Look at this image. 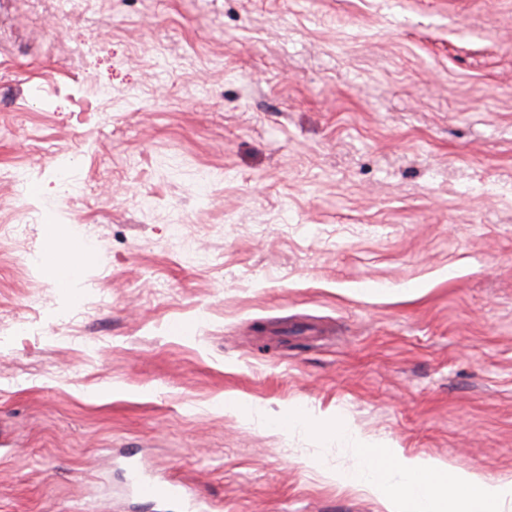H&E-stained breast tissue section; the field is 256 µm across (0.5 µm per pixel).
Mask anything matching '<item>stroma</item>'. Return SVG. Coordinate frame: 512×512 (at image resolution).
<instances>
[{
    "label": "stroma",
    "mask_w": 512,
    "mask_h": 512,
    "mask_svg": "<svg viewBox=\"0 0 512 512\" xmlns=\"http://www.w3.org/2000/svg\"><path fill=\"white\" fill-rule=\"evenodd\" d=\"M53 13L0 0V512H183L134 459L209 512H382L288 406L512 476V0ZM91 252L90 247L85 246L84 252H80L77 257L71 259L70 263L62 267L65 268L61 276L63 282L69 286H76L79 283L82 275V266L91 260ZM170 480L156 478L154 475L144 471L135 470L132 472L128 489L134 495L149 499L162 500L177 497L182 500L186 512H207L208 503L193 489H181Z\"/></svg>",
    "instance_id": "stroma-1"
}]
</instances>
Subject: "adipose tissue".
<instances>
[{"label": "adipose tissue", "instance_id": "adipose-tissue-1", "mask_svg": "<svg viewBox=\"0 0 512 512\" xmlns=\"http://www.w3.org/2000/svg\"><path fill=\"white\" fill-rule=\"evenodd\" d=\"M278 424L333 437L349 463L329 469V477L337 486L371 497L383 512H512L511 477H491L383 445L363 436L342 413L292 412Z\"/></svg>", "mask_w": 512, "mask_h": 512}]
</instances>
